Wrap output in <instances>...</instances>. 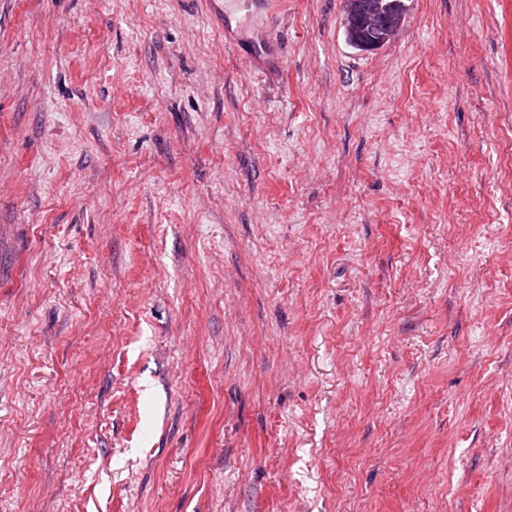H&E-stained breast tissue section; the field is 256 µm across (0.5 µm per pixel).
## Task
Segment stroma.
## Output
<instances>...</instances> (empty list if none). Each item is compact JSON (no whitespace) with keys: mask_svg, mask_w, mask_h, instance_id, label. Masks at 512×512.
I'll return each instance as SVG.
<instances>
[{"mask_svg":"<svg viewBox=\"0 0 512 512\" xmlns=\"http://www.w3.org/2000/svg\"><path fill=\"white\" fill-rule=\"evenodd\" d=\"M406 3L0 0V512H512V0ZM373 1L380 2L381 7L389 12L392 23L398 32L404 23L407 10L404 0ZM380 5L372 2L362 3L360 20L362 18L365 20V26L369 32L361 44L365 51H375L382 48L396 32Z\"/></svg>","mask_w":512,"mask_h":512,"instance_id":"obj_1","label":"stroma"}]
</instances>
